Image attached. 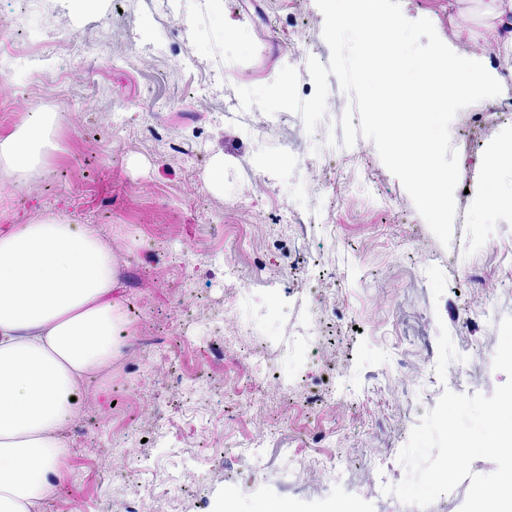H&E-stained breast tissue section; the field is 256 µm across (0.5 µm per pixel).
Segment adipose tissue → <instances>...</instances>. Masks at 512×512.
Wrapping results in <instances>:
<instances>
[{
  "label": "adipose tissue",
  "instance_id": "obj_1",
  "mask_svg": "<svg viewBox=\"0 0 512 512\" xmlns=\"http://www.w3.org/2000/svg\"><path fill=\"white\" fill-rule=\"evenodd\" d=\"M371 2L326 0L327 33L357 38L366 58L390 60L418 98L411 130L439 127L464 96L498 85L482 61L488 51L512 50V0H480L487 32L464 62L438 48L415 54L402 21ZM55 148V117L40 112L0 137V164L26 174ZM408 175L428 196L430 219L446 223L454 172L426 157ZM131 334L120 263L95 227L63 216L0 227V512H44L68 452L61 427L89 378L111 366Z\"/></svg>",
  "mask_w": 512,
  "mask_h": 512
}]
</instances>
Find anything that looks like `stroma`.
I'll return each instance as SVG.
<instances>
[{
	"label": "stroma",
	"mask_w": 512,
	"mask_h": 512,
	"mask_svg": "<svg viewBox=\"0 0 512 512\" xmlns=\"http://www.w3.org/2000/svg\"><path fill=\"white\" fill-rule=\"evenodd\" d=\"M55 6L59 28L102 30L103 46L88 71L65 79L55 71L37 80L22 70L0 76V135L26 117L32 82L44 88L48 111L60 115L58 148L30 191L12 189V175L0 178V211L17 224L62 214L112 234L136 316L130 346L112 366L109 395L92 391L68 424L93 448L69 450L53 512H120L133 499L143 512H217L230 494L238 512L273 501L325 512L349 500L365 512H391L375 476L395 484L406 475L398 453L430 408L417 392L422 371L469 395L492 394L506 379L492 361L498 324L512 316V255L485 243L512 240V207L482 209L478 197L488 148L512 135V52L486 59L490 71L508 77L501 94L463 108L450 124L460 179L445 246L370 140L325 157V141L342 139L340 119L352 103L336 77L328 79L326 117L314 133L295 115L268 139L251 140L231 116L237 88L274 81L291 42L329 61L315 0H224L240 43L213 34L200 0H179L189 23L175 34L150 0H100L84 13L68 0ZM378 7L405 18L420 55L443 44L451 56H469L473 41L458 38L461 26L475 39L485 35L479 0H379ZM161 38L172 52L161 61L145 56ZM185 54L224 71L206 105L184 96ZM117 110L126 129L116 134ZM151 126L202 140L205 155L166 154L150 141ZM300 151L316 162L306 176L292 169ZM218 157L224 170L216 179ZM378 193L395 197V208H379ZM250 194L258 198L254 208L225 210V199ZM289 208L298 223L277 225V213ZM187 239L198 254L186 266ZM228 261L240 283L225 280ZM181 295L197 302L196 316H179ZM320 307L326 314L311 338L318 359L309 364L288 344ZM254 351L269 371L248 369ZM460 365L469 375L459 384L451 372ZM197 371L205 375L202 391L177 387L178 375ZM260 430L265 446L246 462L245 445ZM130 433L128 471L113 477L101 455ZM301 455L347 461L345 485L295 477ZM188 460L195 481L180 497L140 492L181 474Z\"/></svg>",
	"instance_id": "obj_1"
}]
</instances>
